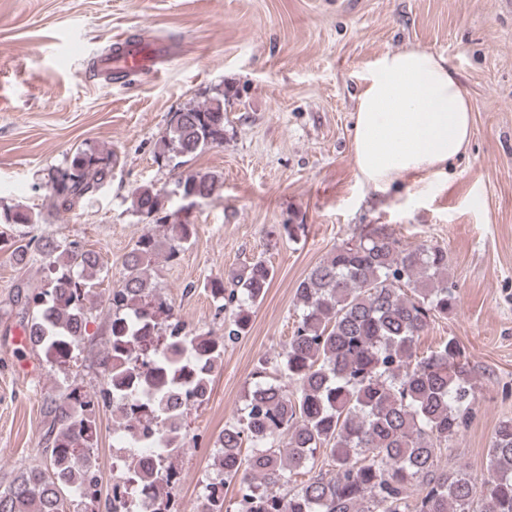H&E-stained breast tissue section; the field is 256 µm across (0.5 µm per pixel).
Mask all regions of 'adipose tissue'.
I'll return each mask as SVG.
<instances>
[{
    "label": "adipose tissue",
    "mask_w": 512,
    "mask_h": 512,
    "mask_svg": "<svg viewBox=\"0 0 512 512\" xmlns=\"http://www.w3.org/2000/svg\"><path fill=\"white\" fill-rule=\"evenodd\" d=\"M470 135V103L442 56L419 48L387 52L361 74L353 155L373 190L409 173L445 176Z\"/></svg>",
    "instance_id": "obj_1"
}]
</instances>
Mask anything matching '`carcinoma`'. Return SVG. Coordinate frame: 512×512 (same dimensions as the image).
Instances as JSON below:
<instances>
[{"instance_id": "cac0c4a2", "label": "carcinoma", "mask_w": 512, "mask_h": 512, "mask_svg": "<svg viewBox=\"0 0 512 512\" xmlns=\"http://www.w3.org/2000/svg\"><path fill=\"white\" fill-rule=\"evenodd\" d=\"M224 93L172 114L155 157L178 171L184 199L212 194L218 176L181 167L224 142ZM112 178V155L81 151L47 183L50 207L67 213ZM133 211L166 228L164 240L147 230L126 254L119 284L108 295L109 335L97 361L104 383L88 391L66 387L45 400V462L21 469L0 488V512H137L142 489L152 491L149 512H172L190 411L209 400L224 345L249 332L274 269L261 259L209 283L216 300L234 304L224 333L187 330L152 282L158 257L174 263L196 234L190 217L167 212L161 195L135 191ZM40 214L18 208L0 224H37ZM26 263L38 253L47 275L23 293L20 326L53 368L76 359L103 270L99 254L76 241L0 238ZM300 311L293 335L275 361H259L246 404L224 427L200 512H512V418L498 422L488 451L491 477L444 471L438 454L467 426L475 385L467 357L450 336L427 356L416 342L452 313L458 299L448 279V252L411 245L387 224H370L326 253L295 290ZM294 389H288V385ZM119 414L122 431L157 449L146 469L137 455L125 463L129 490L102 498L97 413ZM249 453L242 454V448ZM328 466L317 469L318 458ZM311 474L296 485L301 472ZM239 483L234 504L224 486Z\"/></svg>"}]
</instances>
